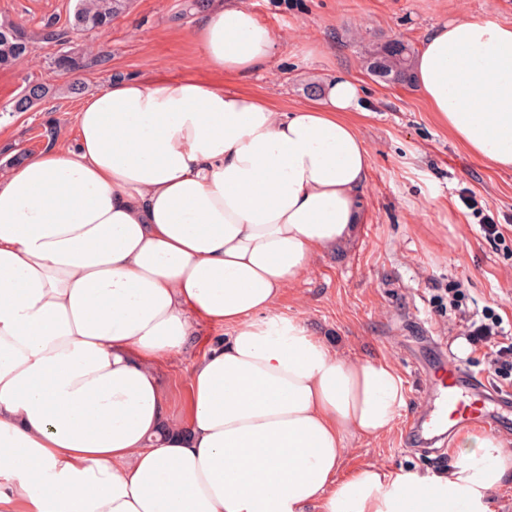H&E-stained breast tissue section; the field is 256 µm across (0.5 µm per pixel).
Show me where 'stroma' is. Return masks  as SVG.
Returning a JSON list of instances; mask_svg holds the SVG:
<instances>
[{
	"mask_svg": "<svg viewBox=\"0 0 512 512\" xmlns=\"http://www.w3.org/2000/svg\"><path fill=\"white\" fill-rule=\"evenodd\" d=\"M283 49L267 69L232 80L237 89L269 98L288 111L309 98V88L339 73L355 77L361 88L360 131L372 166L361 193L364 217L344 249L319 255L303 278L287 288L277 311L304 322L316 335L347 355L384 358L400 375L406 404L394 428L368 442L352 441L345 469L373 464L424 471L447 468L462 439L433 461L410 448L409 419L423 408V372L437 353L455 357L462 367L486 377L494 372L484 351L458 355L454 343L463 329L437 309L453 284H461L472 313L489 306L512 320V171H500L472 155L432 118L417 86L390 84L367 71L368 47L403 40L421 47L441 24L463 16H491L512 25V0H248ZM71 0H0V20L11 19L41 33L47 23L65 28ZM199 12L184 13L183 0H132L106 38L69 32L68 48H105L106 64L77 75L51 72L58 43L36 41L32 57L0 69V107L11 106L31 82L53 84L52 95L29 111L0 116V160L37 153L48 145L76 144L80 95L66 90L72 80L86 92L115 78L141 76L156 69L170 78L195 76L223 84L208 72L190 37ZM471 191L482 208L503 225L505 242L476 232L479 216L460 200ZM228 329L199 326L185 351L164 365L160 379L182 412L190 372L209 344Z\"/></svg>",
	"mask_w": 512,
	"mask_h": 512,
	"instance_id": "stroma-1",
	"label": "stroma"
}]
</instances>
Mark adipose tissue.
I'll use <instances>...</instances> for the list:
<instances>
[{
    "label": "adipose tissue",
    "instance_id": "ef3b65f1",
    "mask_svg": "<svg viewBox=\"0 0 512 512\" xmlns=\"http://www.w3.org/2000/svg\"><path fill=\"white\" fill-rule=\"evenodd\" d=\"M193 38L228 78L281 51L247 0H212ZM413 79L512 170V25L437 27ZM361 112L348 75L280 112L152 70L84 97L75 147L0 174V512H492L512 455L489 435L439 473L344 471L350 441L393 428L403 382L277 312L363 221ZM199 320L230 334L177 418L158 372Z\"/></svg>",
    "mask_w": 512,
    "mask_h": 512
}]
</instances>
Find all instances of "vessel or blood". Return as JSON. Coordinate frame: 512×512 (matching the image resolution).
<instances>
[{
    "label": "vessel or blood",
    "instance_id": "vessel-or-blood-1",
    "mask_svg": "<svg viewBox=\"0 0 512 512\" xmlns=\"http://www.w3.org/2000/svg\"><path fill=\"white\" fill-rule=\"evenodd\" d=\"M433 394L432 414L408 422L407 432L443 428L452 438L463 428L479 427L502 433L512 421V397L496 391L483 376L464 369L452 359L444 360L441 383Z\"/></svg>",
    "mask_w": 512,
    "mask_h": 512
}]
</instances>
